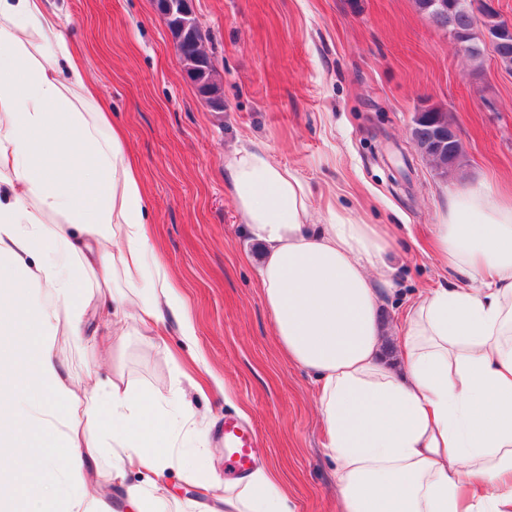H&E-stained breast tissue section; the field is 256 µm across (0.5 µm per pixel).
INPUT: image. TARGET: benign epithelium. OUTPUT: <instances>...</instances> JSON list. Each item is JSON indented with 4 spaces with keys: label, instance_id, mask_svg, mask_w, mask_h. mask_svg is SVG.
<instances>
[{
    "label": "benign epithelium",
    "instance_id": "1",
    "mask_svg": "<svg viewBox=\"0 0 512 512\" xmlns=\"http://www.w3.org/2000/svg\"><path fill=\"white\" fill-rule=\"evenodd\" d=\"M499 0H473L475 15L484 23H493L485 36L497 51L512 48V21L502 18L498 7ZM159 13L170 22L168 27L171 40L179 56V63L184 74L194 84L198 94L216 108L224 107V91L219 83V76L212 57L203 54L202 34L192 7V0H156ZM193 42L198 52L186 56L181 53V46ZM457 131L453 126L437 134L435 150L440 155L448 156V164L457 160Z\"/></svg>",
    "mask_w": 512,
    "mask_h": 512
}]
</instances>
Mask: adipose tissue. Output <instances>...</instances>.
<instances>
[{"label": "adipose tissue", "instance_id": "adipose-tissue-1", "mask_svg": "<svg viewBox=\"0 0 512 512\" xmlns=\"http://www.w3.org/2000/svg\"><path fill=\"white\" fill-rule=\"evenodd\" d=\"M226 169L279 342L318 382L339 512H512V201L449 193L434 246L465 282L406 309L396 372L388 232L336 208L312 223L305 183L263 151ZM148 222L124 137L43 0H0V447L32 450L10 457L25 482L0 512H172L157 479L176 462L180 394L82 386L55 357L62 336L94 348L97 319L150 339L171 316L193 335ZM104 463L120 506L80 483ZM196 482L192 512H293L269 468Z\"/></svg>", "mask_w": 512, "mask_h": 512}]
</instances>
